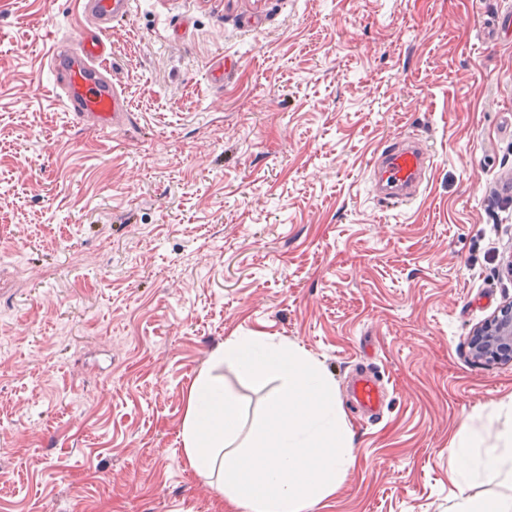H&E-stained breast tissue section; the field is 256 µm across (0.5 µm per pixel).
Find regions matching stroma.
<instances>
[{
	"label": "stroma",
	"instance_id": "35a3bbf8",
	"mask_svg": "<svg viewBox=\"0 0 512 512\" xmlns=\"http://www.w3.org/2000/svg\"><path fill=\"white\" fill-rule=\"evenodd\" d=\"M497 15L512 0H137L107 35L131 120L102 132L46 66L77 0H0V512H225L180 431L234 335L298 345L335 383L353 461L314 512H452L453 437L512 400V363L469 353L512 301ZM404 137L435 166L388 209L371 159ZM361 361L386 386L376 423L346 393ZM220 374L260 423L278 382Z\"/></svg>",
	"mask_w": 512,
	"mask_h": 512
}]
</instances>
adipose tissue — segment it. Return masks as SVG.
I'll use <instances>...</instances> for the list:
<instances>
[{"mask_svg": "<svg viewBox=\"0 0 512 512\" xmlns=\"http://www.w3.org/2000/svg\"><path fill=\"white\" fill-rule=\"evenodd\" d=\"M221 366L248 381H281L260 429L242 433L224 380L214 373ZM499 412L507 421L494 447L483 448L477 424L465 425L451 443L463 461L456 512H512V496L467 492L479 477L512 473V403ZM181 436L189 467L216 485L232 512H312L352 461V433L330 378L302 351L256 336L229 337L212 355L188 389ZM476 447L480 455L469 456Z\"/></svg>", "mask_w": 512, "mask_h": 512, "instance_id": "obj_1", "label": "adipose tissue"}]
</instances>
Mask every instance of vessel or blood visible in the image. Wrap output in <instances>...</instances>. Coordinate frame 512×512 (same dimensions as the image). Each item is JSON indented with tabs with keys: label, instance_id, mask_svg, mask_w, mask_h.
Here are the masks:
<instances>
[{
	"label": "vessel or blood",
	"instance_id": "1",
	"mask_svg": "<svg viewBox=\"0 0 512 512\" xmlns=\"http://www.w3.org/2000/svg\"><path fill=\"white\" fill-rule=\"evenodd\" d=\"M82 16L95 22L91 31L56 41L49 55L55 84L65 93V107L94 128L128 122L130 112L112 82L107 60L111 47L106 34L113 23L132 17L135 0H80ZM433 152L426 140L393 139L378 145L371 163L373 188L386 207L398 208L417 199L433 168ZM351 399L361 414L380 419L385 394L375 373L360 370L349 382Z\"/></svg>",
	"mask_w": 512,
	"mask_h": 512
}]
</instances>
